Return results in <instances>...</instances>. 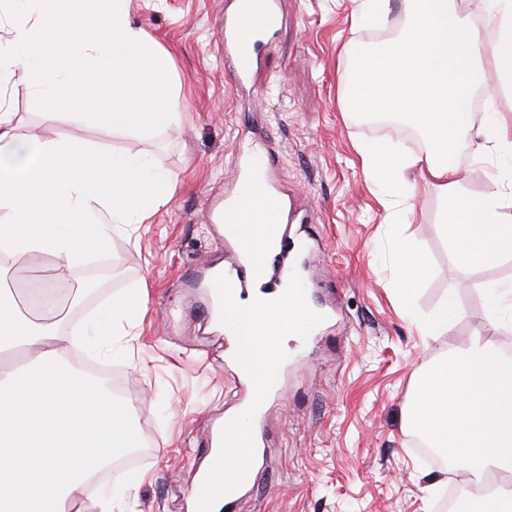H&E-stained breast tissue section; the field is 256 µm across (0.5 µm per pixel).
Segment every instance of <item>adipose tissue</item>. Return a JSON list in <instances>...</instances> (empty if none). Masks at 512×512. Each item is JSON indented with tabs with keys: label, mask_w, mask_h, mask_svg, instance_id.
<instances>
[{
	"label": "adipose tissue",
	"mask_w": 512,
	"mask_h": 512,
	"mask_svg": "<svg viewBox=\"0 0 512 512\" xmlns=\"http://www.w3.org/2000/svg\"><path fill=\"white\" fill-rule=\"evenodd\" d=\"M499 28L478 35L456 0H403L398 36L381 47L346 48L340 108L349 116L388 115L412 127L424 146L406 152L386 141L357 144L370 190L385 212L378 246L394 290L410 299L430 262L403 227L418 182L445 206L436 224L458 268L496 264L512 252V124L491 113L479 128L472 98L496 72L512 87V0H481ZM130 0H0L10 37L0 43V258L48 256L55 281L40 288L43 311L56 308L73 269L108 253L124 225L140 224L167 203L175 178L143 151L114 153L66 134L48 141L17 135L5 89L29 87L46 117L67 109L80 124L145 138L177 124L171 56L129 18ZM112 90L111 103L92 96ZM499 162L498 189L473 198L454 161L458 143ZM144 309L132 288L100 304L73 332L23 314L0 290V512H120L132 482L117 476L90 493L119 452L141 447L130 410L103 382L78 372L72 348L114 354L126 324ZM405 428L448 457L450 472L481 478L512 466V362L494 341L474 338L415 382Z\"/></svg>",
	"instance_id": "obj_1"
}]
</instances>
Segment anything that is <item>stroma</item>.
<instances>
[{
    "label": "stroma",
    "mask_w": 512,
    "mask_h": 512,
    "mask_svg": "<svg viewBox=\"0 0 512 512\" xmlns=\"http://www.w3.org/2000/svg\"><path fill=\"white\" fill-rule=\"evenodd\" d=\"M233 0H131L130 17L172 57L179 93L178 126L135 139L98 127L81 138L114 152L141 150L177 178L172 198L142 224L112 237L104 272L95 262L75 268L66 299L52 315L63 327L81 320L106 298L129 288L147 292L146 312L132 323L122 349L109 358L104 380L125 398L143 436L134 459L118 468L136 489L128 512H187L184 493L207 460L211 423L225 415L234 388L231 373L207 353L195 280L224 258L209 204L231 190L230 165L238 143L271 148L280 188L309 211L317 254L303 267L312 300L339 314L323 339L288 365L279 392L259 422L267 464L235 512H440L448 495L445 463L427 461L403 431L404 407L417 378L448 347L483 335L498 345L512 334L490 324L477 285L512 278V258L460 271L437 234V190L419 184L408 234L426 253L431 274L419 287L422 313L447 304L449 331L420 336L395 298L387 264L373 250L383 235V211L365 181L355 145L389 140L412 148L402 128L343 116L338 88L346 61L342 47L393 39L401 0H391L386 29L353 31L355 0H279L282 22L261 49L252 81L234 84L224 67V13ZM17 134L53 140L69 127L67 115L43 119L22 81L10 83ZM100 286L88 290L92 274ZM50 257L16 261L0 271V289L23 298L34 278L51 280ZM435 493H427V486Z\"/></svg>",
    "instance_id": "1"
}]
</instances>
